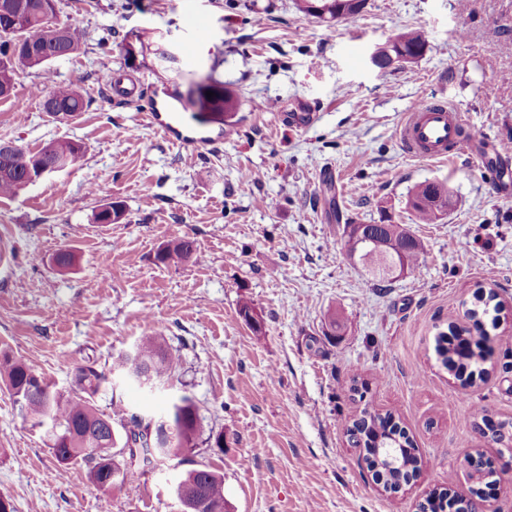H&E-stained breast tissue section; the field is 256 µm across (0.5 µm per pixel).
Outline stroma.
I'll list each match as a JSON object with an SVG mask.
<instances>
[{"instance_id": "35a3bbf8", "label": "stroma", "mask_w": 512, "mask_h": 512, "mask_svg": "<svg viewBox=\"0 0 512 512\" xmlns=\"http://www.w3.org/2000/svg\"><path fill=\"white\" fill-rule=\"evenodd\" d=\"M457 4L366 0L329 25L296 0H64L59 21L87 37L53 76L77 83L90 106L54 120L32 92L40 74H20L0 98V144L72 139L84 154L0 198V355L66 393L77 368L111 373L119 352L160 337L181 355L165 388L118 379L95 403L160 416L187 394L202 429L185 460L105 492L89 463L60 467L45 429L0 384V495L14 512H177L174 485L191 469L223 476L227 512H416L430 493L467 484L465 454L496 458L468 415L481 404L512 418V184L498 188L462 158L409 157L397 136L409 108L433 98L466 113L471 136L512 144V0ZM191 14L208 39L190 59ZM420 27L430 47L417 63L371 64L376 47ZM159 48L175 52L172 70L157 67ZM117 72L138 95L113 94ZM208 75L239 97L234 133L183 112L173 127L200 140L186 149L143 121L149 102L168 117L167 87ZM308 109L314 121L299 126L294 112ZM427 180L447 181L454 204L421 224L408 195ZM111 202L122 220L97 223ZM350 223L407 225L424 244L420 268L370 271L347 252ZM180 237L193 257L158 262ZM62 248L74 256L66 269L54 263ZM481 288L505 308L485 327L487 376L463 388L436 338L464 322ZM246 302L261 332L240 317ZM354 373L364 396L349 390ZM368 404L399 417L419 449L421 475L405 491L377 490L344 434ZM219 432L223 447H210Z\"/></svg>"}]
</instances>
